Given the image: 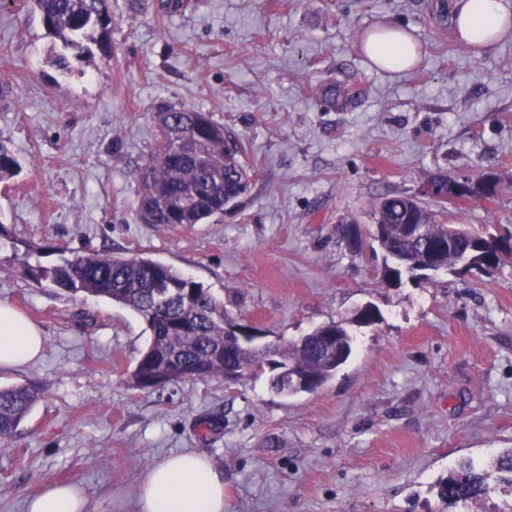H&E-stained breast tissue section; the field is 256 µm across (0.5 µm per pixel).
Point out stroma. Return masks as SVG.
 Instances as JSON below:
<instances>
[{"label": "stroma", "mask_w": 512, "mask_h": 512, "mask_svg": "<svg viewBox=\"0 0 512 512\" xmlns=\"http://www.w3.org/2000/svg\"><path fill=\"white\" fill-rule=\"evenodd\" d=\"M450 4L109 0L108 52L70 56L65 76L26 0L0 9V139L23 166L0 183V225L18 244L47 264L91 248L166 263L270 343L367 304L382 317L313 393L276 395L263 374L134 391L140 316L0 275V301L46 336L38 360L0 372V386L44 393L0 452V512H26L50 483L82 486L90 512H134L145 471L185 451L223 471L225 512H463L438 481L512 448V256L488 276L389 286L370 239L374 204L421 196L436 172L497 173L492 199L422 203L512 231V34L470 50L427 18ZM383 16L413 31L415 67L379 70L361 53ZM337 82L352 95L327 94ZM173 107L240 140L251 175L235 206L191 227L135 213L154 114Z\"/></svg>", "instance_id": "stroma-1"}]
</instances>
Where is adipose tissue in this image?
<instances>
[{"instance_id": "1", "label": "adipose tissue", "mask_w": 512, "mask_h": 512, "mask_svg": "<svg viewBox=\"0 0 512 512\" xmlns=\"http://www.w3.org/2000/svg\"><path fill=\"white\" fill-rule=\"evenodd\" d=\"M453 32L461 40L492 45L512 25L503 0H454ZM362 49L377 66L403 71L418 61L410 33L390 20L378 23ZM45 342L42 328L6 302H0V370L33 362ZM138 512H224V474L194 452L173 455L152 465L141 479ZM27 512H88L84 490L52 484L27 504Z\"/></svg>"}]
</instances>
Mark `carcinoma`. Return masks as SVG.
<instances>
[{"label": "carcinoma", "mask_w": 512, "mask_h": 512, "mask_svg": "<svg viewBox=\"0 0 512 512\" xmlns=\"http://www.w3.org/2000/svg\"><path fill=\"white\" fill-rule=\"evenodd\" d=\"M47 32L62 44L56 54L58 70L69 72L68 50L80 53L88 45H103L112 17L107 0H32ZM154 120L160 142L141 169V191L136 212L146 224H204L246 191L248 175L240 143L224 133V128L204 112L166 108ZM21 171L13 150L0 141V182ZM373 237L389 260L402 255L405 270H420L421 256L434 243L447 239L449 225L436 212L410 201L405 195H387L374 208ZM465 236L441 251L436 260L446 270H454L468 246L477 238L487 245L511 234L485 235L464 230ZM40 248L30 245L14 264L0 266V273H18L43 287L62 288L85 296L104 297L140 315L151 332L150 340L136 364L128 372L127 386L146 391L190 378L224 379V371L234 368L239 379L260 372L261 356L242 349L230 338L226 325L230 316L224 302L187 275L171 266L137 255L87 251L63 263L44 266L37 260ZM168 282L179 289L164 309L153 306L154 288ZM347 341L353 336L344 322H329L310 333L274 347L279 363L325 385L347 363L336 357L331 337ZM42 393L33 383L0 388V447L12 438L17 427L38 403ZM501 502L494 512H512V448L496 454L487 467L464 463L438 483L439 497L450 504H462L467 512L479 508L491 494Z\"/></svg>", "instance_id": "obj_1"}]
</instances>
